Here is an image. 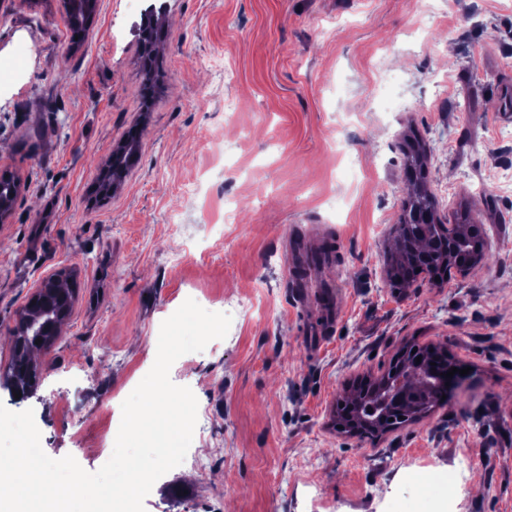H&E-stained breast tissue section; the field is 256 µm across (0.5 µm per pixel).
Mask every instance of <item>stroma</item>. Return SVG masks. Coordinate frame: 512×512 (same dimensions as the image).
Segmentation results:
<instances>
[{"instance_id": "stroma-1", "label": "stroma", "mask_w": 512, "mask_h": 512, "mask_svg": "<svg viewBox=\"0 0 512 512\" xmlns=\"http://www.w3.org/2000/svg\"><path fill=\"white\" fill-rule=\"evenodd\" d=\"M126 3L97 0L75 46L64 0H0V55L28 69L0 71V175L21 183L0 222V373L41 281L72 269L78 288L37 390L0 386V403L33 409L48 456L97 472L162 322L189 298H248L226 338L171 367L209 415L204 464L159 478L144 512H417L413 473L447 483L433 512H512V0H167L149 100ZM134 128L137 161L100 194ZM414 136L438 212L471 205L493 260L398 289ZM292 238L335 244L311 273L335 283V318L293 288ZM409 343L447 345L465 384L375 440L337 432V399Z\"/></svg>"}]
</instances>
